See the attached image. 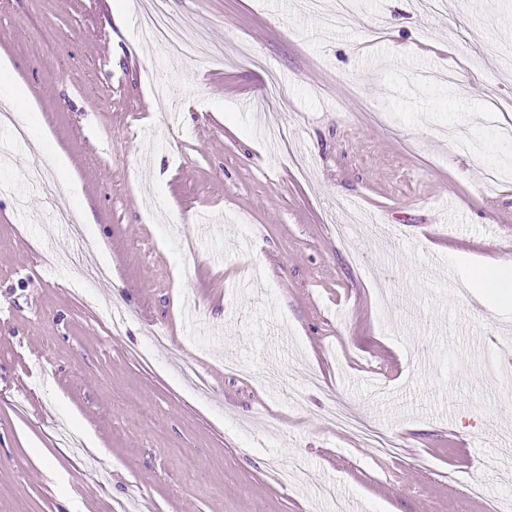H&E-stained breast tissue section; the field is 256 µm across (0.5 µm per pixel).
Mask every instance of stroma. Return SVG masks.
<instances>
[{
    "instance_id": "stroma-1",
    "label": "stroma",
    "mask_w": 512,
    "mask_h": 512,
    "mask_svg": "<svg viewBox=\"0 0 512 512\" xmlns=\"http://www.w3.org/2000/svg\"><path fill=\"white\" fill-rule=\"evenodd\" d=\"M116 2L0 0V93L31 94L28 141L0 129V512H333L322 483L360 512L512 503L485 465L512 453V303L472 286L512 262V0H359L334 26L336 0H167L209 61ZM33 169L81 182L108 281L74 288ZM327 418L336 427L372 441L373 446L382 452L393 453L398 448V443L391 436L374 433L344 406L330 408L327 411Z\"/></svg>"
}]
</instances>
